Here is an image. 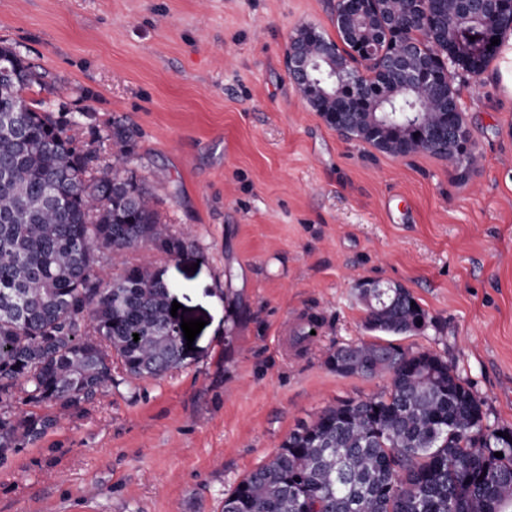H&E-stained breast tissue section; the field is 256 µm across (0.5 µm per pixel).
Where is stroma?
<instances>
[{
  "label": "stroma",
  "mask_w": 512,
  "mask_h": 512,
  "mask_svg": "<svg viewBox=\"0 0 512 512\" xmlns=\"http://www.w3.org/2000/svg\"><path fill=\"white\" fill-rule=\"evenodd\" d=\"M336 0H0V40L49 75L30 101L121 122L128 166L184 241L152 257L205 327L179 369L110 387L0 462V512H221L289 433L388 376H342L375 340L358 290L402 286L429 326L395 344L448 360L512 427V90L491 62L459 87L477 158L345 138L289 77L297 30L336 39ZM314 320L313 331L294 326Z\"/></svg>",
  "instance_id": "stroma-1"
}]
</instances>
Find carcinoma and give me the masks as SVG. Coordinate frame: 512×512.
Returning <instances> with one entry per match:
<instances>
[{
	"mask_svg": "<svg viewBox=\"0 0 512 512\" xmlns=\"http://www.w3.org/2000/svg\"><path fill=\"white\" fill-rule=\"evenodd\" d=\"M438 15L441 38L465 41L463 0H422ZM414 0H385L381 17L399 24ZM412 62L437 51L418 24L401 30ZM317 56L324 48L366 86L355 105L342 85L319 75L330 96L310 101L329 126L392 155L429 154L456 169L473 151L430 148L423 128L464 125L456 82L478 85L492 57L460 60L441 88L417 83L401 92L397 74L345 49L316 29L294 36ZM20 75L0 81V461L40 439L58 416L12 411L16 395L81 411L112 385V368L132 379L156 378L183 360L180 328L169 310L170 284L150 264L130 265L127 252L149 247L168 256L184 242L159 221L149 192L128 168L134 132L115 124L84 142L70 134L75 116L25 98L38 72L9 45L0 62ZM109 148L112 164L100 165ZM122 269L107 277L99 254ZM364 326L387 337L425 329L424 309L404 288H364ZM139 334L134 340L133 334ZM336 373L389 375L381 394L342 401L292 431L271 457L224 493L222 512H512V428L487 423L483 403L442 357L412 352L387 340L342 346L328 357ZM501 452L497 458L494 453Z\"/></svg>",
	"mask_w": 512,
	"mask_h": 512,
	"instance_id": "carcinoma-1",
	"label": "carcinoma"
}]
</instances>
